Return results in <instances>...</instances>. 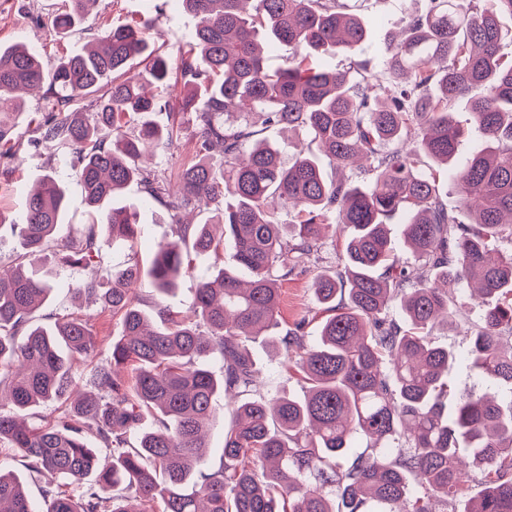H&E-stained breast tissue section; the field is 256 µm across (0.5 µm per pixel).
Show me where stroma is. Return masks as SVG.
<instances>
[{"instance_id": "obj_1", "label": "stroma", "mask_w": 512, "mask_h": 512, "mask_svg": "<svg viewBox=\"0 0 512 512\" xmlns=\"http://www.w3.org/2000/svg\"><path fill=\"white\" fill-rule=\"evenodd\" d=\"M349 3L364 16L369 29L368 40L356 57L367 61L376 70L387 55L386 47L399 20L409 13L425 12L429 0H349ZM64 4L65 0H0V45L25 44L38 50L44 61L50 64L62 54L80 52L107 29L145 17L153 22L151 41L173 55L184 47L195 26L194 17L185 13L177 0H95L80 29L62 39L51 29L49 18ZM17 136L19 159L10 163L7 175H0V264L5 266L11 265L21 251L20 239L13 226L21 221L28 189L46 173L56 172L65 183L71 200L68 222L60 227V236H75L87 222L83 187L70 167L58 163L55 148L39 141L35 124L27 121L19 125ZM123 199L140 207L141 233L136 242L117 248L104 246L90 266L61 272L54 282L49 303L37 310L33 318L36 324L50 326L63 315H79L91 328L96 358L100 361L111 354L112 341L119 333L118 320L95 298L76 294L73 282L93 274L108 276L116 265L136 263L148 267L158 242L172 232L169 214L159 206L143 203L138 184H130ZM313 277V271L309 270L290 276L281 283L279 334H286L301 322L305 325L307 341L315 340L325 313L314 300L311 290ZM196 283V278H183L175 291L159 300L148 280H141L136 285L142 300L141 308L152 317L156 316L161 305L173 312L184 311ZM468 325V320H461L454 332L439 333L438 340L457 355V361L451 368L457 391L463 394L482 393L489 390L490 384L476 376L467 365ZM249 348L259 370L258 396L268 400L280 394L303 395L304 386L289 373V363L282 348L261 337L250 342ZM232 419L231 405L223 395H216L209 430L210 449L200 464L202 471L212 473L219 468L224 430Z\"/></svg>"}]
</instances>
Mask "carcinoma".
I'll list each match as a JSON object with an SVG mask.
<instances>
[{
	"label": "carcinoma",
	"mask_w": 512,
	"mask_h": 512,
	"mask_svg": "<svg viewBox=\"0 0 512 512\" xmlns=\"http://www.w3.org/2000/svg\"><path fill=\"white\" fill-rule=\"evenodd\" d=\"M88 2L68 0L50 26L70 33ZM178 2L196 24L171 57L151 48L147 23L114 27L49 71L32 48L0 47L1 160L15 157L26 116L14 95L47 81L39 139L78 158L85 204L112 245L138 233L137 206L116 200L131 183L173 218L146 273L128 264L76 286L112 310L121 334L109 364L84 373L97 394L70 398L54 423L28 425L17 412L57 401L84 375L60 347L95 354L72 313L49 329L31 324L59 275L48 251L86 267L103 246L94 223L56 238L68 210L56 174L29 190L14 225L24 253L0 267V455L65 479L45 487L44 512H512V345L503 346L512 342V62L502 61L500 23L512 0H430L402 19L378 72L356 60L346 70L307 64L365 43L346 0ZM274 46L288 50L287 66L267 65ZM137 59L144 69L132 83L126 71ZM466 96L485 145L458 168L465 129L451 111ZM84 97L88 111L73 109ZM167 109L172 122L157 123ZM254 112L267 127L308 133L320 155L301 150L284 164L246 119ZM182 124L197 129V161L173 189L142 158L168 153ZM442 183L460 193V209H448ZM189 208L208 219L181 223ZM401 214L411 261L390 236ZM330 224L342 268L312 281L330 316L313 345L299 331L280 339L307 390L255 399L247 342L278 327V282L316 262ZM189 244L222 257V268L200 277L187 315L161 308L167 326L154 327L131 286L145 276L156 294L174 291L192 269ZM465 286L477 296L471 367L492 389L462 396L448 376L455 354L432 332L454 328ZM212 357L218 373L205 364ZM130 362L128 381L119 370ZM221 391L236 397L234 420L221 467L199 476ZM357 439L366 446L351 458ZM476 479L484 490L474 499ZM0 512H38L1 468Z\"/></svg>",
	"instance_id": "carcinoma-1"
}]
</instances>
